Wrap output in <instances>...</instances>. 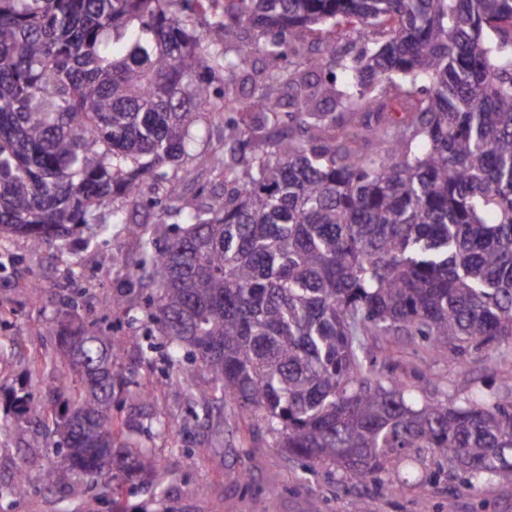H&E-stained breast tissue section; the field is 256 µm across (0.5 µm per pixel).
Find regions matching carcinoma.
<instances>
[{
    "mask_svg": "<svg viewBox=\"0 0 512 512\" xmlns=\"http://www.w3.org/2000/svg\"><path fill=\"white\" fill-rule=\"evenodd\" d=\"M256 53L276 64L249 71ZM215 114L216 157L192 148ZM188 161L224 196L187 211L172 192L153 226L98 217ZM112 223L143 244L161 335L277 447L358 481L441 448L512 484V403L419 402L364 356L366 336L512 341V0H0V235ZM69 344L83 390L56 382L52 482L156 471L109 409L120 352Z\"/></svg>",
    "mask_w": 512,
    "mask_h": 512,
    "instance_id": "1",
    "label": "carcinoma"
}]
</instances>
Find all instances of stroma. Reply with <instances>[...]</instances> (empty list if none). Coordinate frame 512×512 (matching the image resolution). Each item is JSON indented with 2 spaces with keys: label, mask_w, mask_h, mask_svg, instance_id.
Wrapping results in <instances>:
<instances>
[{
  "label": "stroma",
  "mask_w": 512,
  "mask_h": 512,
  "mask_svg": "<svg viewBox=\"0 0 512 512\" xmlns=\"http://www.w3.org/2000/svg\"><path fill=\"white\" fill-rule=\"evenodd\" d=\"M197 206L224 191L213 168L165 165L140 181L138 199L112 204L147 224L159 219L170 192ZM143 252L138 237L116 225L103 237L79 229L64 240L32 248L26 238L0 236V512H512V485L468 482L445 453L425 450L394 460L375 481L358 482L329 463L307 468L276 447L260 415L232 399L202 405L207 372L187 358H171L166 337L150 335L148 288L136 277ZM107 337L121 352L115 369L124 384L112 397L122 440L160 458L149 477L118 478L121 499L103 482L78 476L80 494L52 483L62 461L53 445L52 419L64 401L52 392L64 380L81 388L61 337L75 330ZM378 377L395 376L433 402H459L474 394L512 402V344L469 349L454 356L417 336L368 337ZM28 395L46 417H18L15 398ZM25 474L29 491L13 485Z\"/></svg>",
  "instance_id": "obj_1"
}]
</instances>
